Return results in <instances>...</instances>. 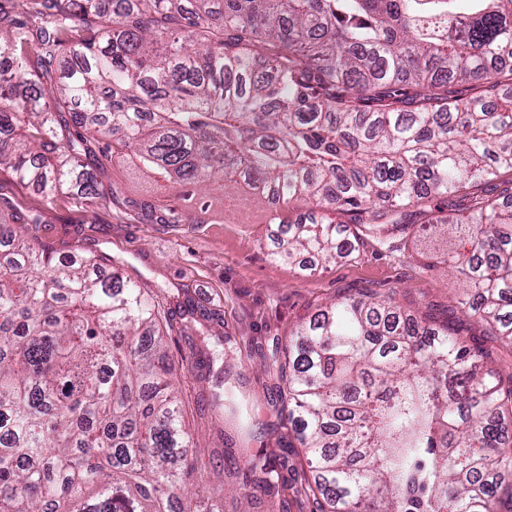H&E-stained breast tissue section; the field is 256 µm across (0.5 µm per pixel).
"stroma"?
Masks as SVG:
<instances>
[{
	"label": "stroma",
	"instance_id": "stroma-1",
	"mask_svg": "<svg viewBox=\"0 0 512 512\" xmlns=\"http://www.w3.org/2000/svg\"><path fill=\"white\" fill-rule=\"evenodd\" d=\"M104 181L117 190L111 206L91 201L66 205L44 201L35 188L20 186L0 171L1 190L41 210L40 244L61 255L78 248L110 256L124 276L142 287L189 289L195 302L210 311L207 319L185 318L173 309L168 346L172 358L183 364L177 384L188 395L186 429L205 465L208 493L223 499L224 512H312L300 482L281 502L258 488L251 489L249 498L238 496L234 451L264 449L275 456L287 454L289 466L303 462V449L279 421L275 358L289 329L318 305L367 289L397 287L403 305L451 318L457 335L487 351L489 366L512 372V348L487 325L461 313L449 316L460 290L435 262L442 241L420 236L390 253L367 240L349 258L326 265L312 262L302 269L272 258L280 227L247 190L212 194L207 223L159 224L129 202L168 203L172 192L163 182L142 177L127 164L110 167ZM194 347L205 355L223 350L224 377L249 399V420L211 410L215 379L187 363Z\"/></svg>",
	"mask_w": 512,
	"mask_h": 512
}]
</instances>
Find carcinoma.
I'll return each mask as SVG.
<instances>
[{
    "mask_svg": "<svg viewBox=\"0 0 512 512\" xmlns=\"http://www.w3.org/2000/svg\"><path fill=\"white\" fill-rule=\"evenodd\" d=\"M115 2L0 0V170L51 202L112 203L101 174L128 160L202 209L216 183L308 200L278 219L290 265L438 228L459 304L512 345V0ZM2 211L0 512H221L160 302L35 246L42 214L0 191ZM278 370L313 512H496L512 489V374L396 289L318 306ZM243 459L284 496L288 462Z\"/></svg>",
    "mask_w": 512,
    "mask_h": 512,
    "instance_id": "carcinoma-1",
    "label": "carcinoma"
}]
</instances>
